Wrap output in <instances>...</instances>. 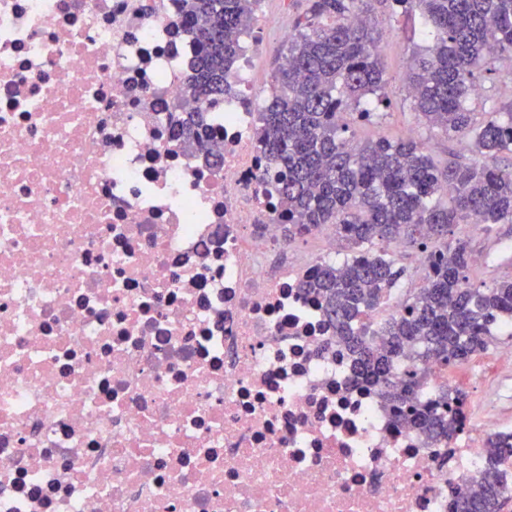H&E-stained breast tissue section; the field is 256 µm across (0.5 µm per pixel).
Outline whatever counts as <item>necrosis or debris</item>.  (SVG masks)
<instances>
[{
  "instance_id": "obj_1",
  "label": "necrosis or debris",
  "mask_w": 512,
  "mask_h": 512,
  "mask_svg": "<svg viewBox=\"0 0 512 512\" xmlns=\"http://www.w3.org/2000/svg\"><path fill=\"white\" fill-rule=\"evenodd\" d=\"M188 0H0V512H448L426 447L281 262L244 70L206 137Z\"/></svg>"
}]
</instances>
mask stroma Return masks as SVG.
<instances>
[{
    "instance_id": "1",
    "label": "stroma",
    "mask_w": 512,
    "mask_h": 512,
    "mask_svg": "<svg viewBox=\"0 0 512 512\" xmlns=\"http://www.w3.org/2000/svg\"><path fill=\"white\" fill-rule=\"evenodd\" d=\"M307 9V0H263L255 24L265 29L275 25L285 29L287 34L293 31L296 19ZM375 20L379 29L391 33L389 41L381 45L387 70L386 100L369 119L348 116L354 143L363 144L380 136L397 140L413 129L437 166H445L453 157L463 161L471 159V142L450 140L429 130L413 110L407 92V74L414 55L425 46V39L413 34L411 22L405 15L389 7H377ZM286 34L268 38L263 52L254 61L260 98L269 96L273 76L288 54ZM498 231L500 241L494 245L485 233H473L468 225L462 224L453 230L454 237L467 240L474 252L487 257L485 264L473 267L470 274L472 287H482L494 276L512 277V225H499ZM452 377L455 389L466 395L468 405L480 422L512 427V365L498 363L494 350L489 349L455 367Z\"/></svg>"
}]
</instances>
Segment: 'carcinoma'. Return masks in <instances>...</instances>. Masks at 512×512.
Segmentation results:
<instances>
[{
  "label": "carcinoma",
  "mask_w": 512,
  "mask_h": 512,
  "mask_svg": "<svg viewBox=\"0 0 512 512\" xmlns=\"http://www.w3.org/2000/svg\"><path fill=\"white\" fill-rule=\"evenodd\" d=\"M371 0H309L288 44V64L275 76L272 99L259 113L254 135L271 162L264 175L288 219V237L332 224L353 255L321 263L304 288L316 294L336 339L354 367L382 388L396 412L411 418L425 442L447 443L461 425L466 397L443 386L434 400H419L418 363L448 369L486 351L499 324L512 320V279L482 288L468 284L473 250L448 229L474 218L490 230L512 224V167L492 160L512 153V98L479 122L471 109L478 74L512 60V0H376L419 18L431 39L408 71L418 115L453 140H473L475 157L437 167L424 144L380 137L355 146L343 115H372L385 97L380 32ZM256 0H189L186 22L197 44L188 78L197 103L188 128L205 126V104L232 89L239 35L255 20ZM404 240L426 254L431 274L405 303L404 313L376 326L363 323L404 274L377 241ZM418 344L414 364L396 379L393 363ZM512 434L488 438L481 490L456 493L449 512H505L512 485L505 463Z\"/></svg>",
  "instance_id": "cac0c4a2"
}]
</instances>
